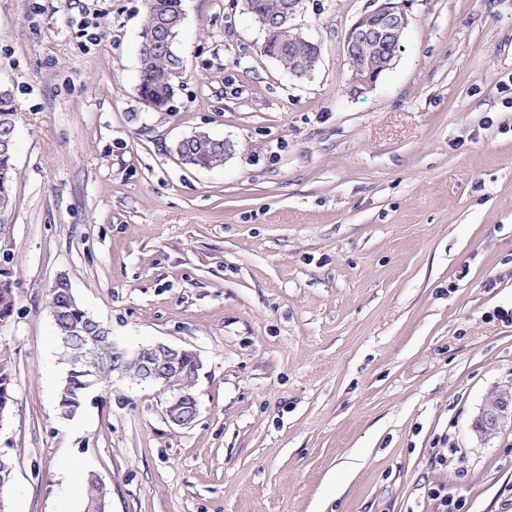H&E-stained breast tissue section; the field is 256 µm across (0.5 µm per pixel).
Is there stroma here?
<instances>
[{
  "instance_id": "stroma-1",
  "label": "stroma",
  "mask_w": 512,
  "mask_h": 512,
  "mask_svg": "<svg viewBox=\"0 0 512 512\" xmlns=\"http://www.w3.org/2000/svg\"><path fill=\"white\" fill-rule=\"evenodd\" d=\"M168 109L138 92L147 0H0L19 104L0 263L17 386L0 512H512V0H409L396 62L354 88L374 0H300L308 76L263 52L238 0H182ZM228 143L214 169L177 143ZM66 276L128 348L196 352L199 414L114 380L62 418L48 290ZM12 276L9 267H0V325L11 318L16 304ZM491 399L494 400V394ZM512 423V391L502 389L497 393L496 403H485L473 423V431L478 437L487 439L507 423ZM107 490L100 483V478L90 474L86 480V500L84 512H107Z\"/></svg>"
}]
</instances>
